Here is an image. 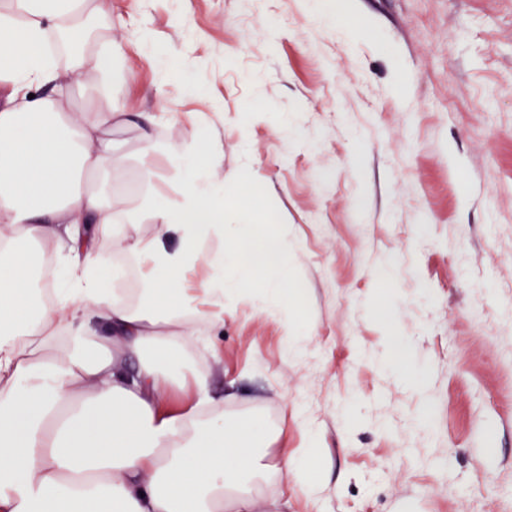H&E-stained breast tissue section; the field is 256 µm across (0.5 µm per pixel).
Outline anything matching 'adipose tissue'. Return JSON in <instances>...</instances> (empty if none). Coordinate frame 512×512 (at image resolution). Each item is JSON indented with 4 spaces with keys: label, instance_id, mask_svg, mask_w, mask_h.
Wrapping results in <instances>:
<instances>
[{
    "label": "adipose tissue",
    "instance_id": "adipose-tissue-1",
    "mask_svg": "<svg viewBox=\"0 0 512 512\" xmlns=\"http://www.w3.org/2000/svg\"><path fill=\"white\" fill-rule=\"evenodd\" d=\"M111 13V0H0V512H255L259 487L287 469L314 493L313 453H269L273 432L225 412L192 362L244 285L287 311L288 239L247 185L225 236L210 116L160 148L156 117L125 112ZM116 126L137 131L140 177L170 188L163 201L130 212L113 196ZM116 253L137 270L133 292L112 286ZM175 389L187 398L172 408Z\"/></svg>",
    "mask_w": 512,
    "mask_h": 512
}]
</instances>
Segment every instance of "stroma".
I'll return each mask as SVG.
<instances>
[{
  "label": "stroma",
  "instance_id": "35a3bbf8",
  "mask_svg": "<svg viewBox=\"0 0 512 512\" xmlns=\"http://www.w3.org/2000/svg\"><path fill=\"white\" fill-rule=\"evenodd\" d=\"M349 2L339 32L315 0H112L127 111L160 144L216 113L295 253V310L225 298L195 359L278 447L315 441L317 495L261 490L286 512H512V0ZM159 54L165 56V64L178 75L181 82L190 92L201 93L202 89L195 84L190 69L185 65L179 53L170 50L168 53L163 51Z\"/></svg>",
  "mask_w": 512,
  "mask_h": 512
}]
</instances>
